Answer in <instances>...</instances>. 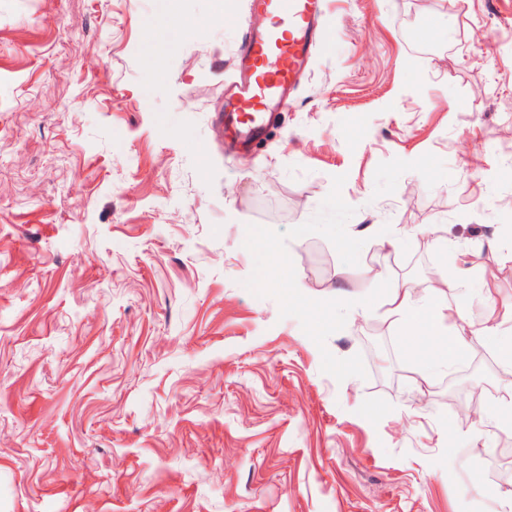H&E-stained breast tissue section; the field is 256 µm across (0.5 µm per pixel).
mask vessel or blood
<instances>
[{"label": "vessel or blood", "mask_w": 512, "mask_h": 512, "mask_svg": "<svg viewBox=\"0 0 512 512\" xmlns=\"http://www.w3.org/2000/svg\"><path fill=\"white\" fill-rule=\"evenodd\" d=\"M272 23L249 31L239 56V77L226 91L219 120L231 150L248 149L264 128L260 109L269 96L286 97L315 49L323 45L317 21L322 0H253ZM288 25L280 36V25Z\"/></svg>", "instance_id": "obj_1"}]
</instances>
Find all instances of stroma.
I'll return each instance as SVG.
<instances>
[{
	"mask_svg": "<svg viewBox=\"0 0 512 512\" xmlns=\"http://www.w3.org/2000/svg\"><path fill=\"white\" fill-rule=\"evenodd\" d=\"M219 5L0 0V512H500L498 341L421 352L383 296L459 248L499 268L512 0H329L245 157L215 125L257 13ZM477 390L497 414L459 424Z\"/></svg>",
	"mask_w": 512,
	"mask_h": 512,
	"instance_id": "obj_1",
	"label": "stroma"
}]
</instances>
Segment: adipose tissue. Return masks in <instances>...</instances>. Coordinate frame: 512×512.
<instances>
[{"mask_svg":"<svg viewBox=\"0 0 512 512\" xmlns=\"http://www.w3.org/2000/svg\"><path fill=\"white\" fill-rule=\"evenodd\" d=\"M457 283L480 280L484 291L485 333L504 337L502 347L507 358H512V306L498 309L494 302V290L498 274L496 270L477 265L469 251L460 250L455 255L451 273ZM417 283L406 282L392 288L388 295L387 313L404 331L419 336H447L443 348L445 359H453L459 353L470 350L471 341L466 331V320L459 306L447 303L443 290L427 289L424 298H417Z\"/></svg>","mask_w":512,"mask_h":512,"instance_id":"obj_1","label":"adipose tissue"}]
</instances>
